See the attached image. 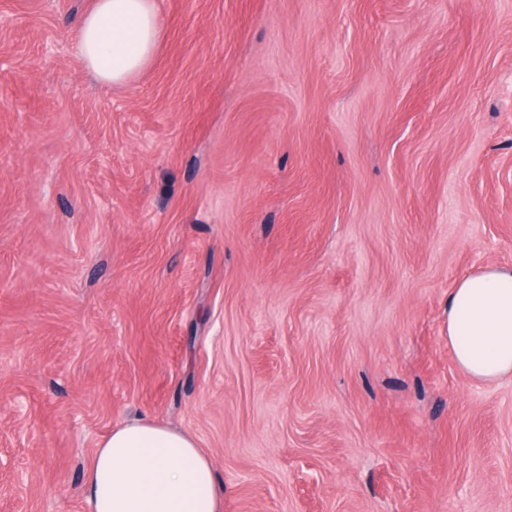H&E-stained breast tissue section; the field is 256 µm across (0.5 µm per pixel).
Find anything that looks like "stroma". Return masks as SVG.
Wrapping results in <instances>:
<instances>
[{
  "label": "stroma",
  "instance_id": "35a3bbf8",
  "mask_svg": "<svg viewBox=\"0 0 512 512\" xmlns=\"http://www.w3.org/2000/svg\"><path fill=\"white\" fill-rule=\"evenodd\" d=\"M88 4L0 0V512H89L138 417L223 512H512L445 319L512 266V0H157L116 86Z\"/></svg>",
  "mask_w": 512,
  "mask_h": 512
}]
</instances>
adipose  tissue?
I'll list each match as a JSON object with an SVG mask.
<instances>
[{"instance_id": "adipose-tissue-1", "label": "adipose tissue", "mask_w": 512, "mask_h": 512, "mask_svg": "<svg viewBox=\"0 0 512 512\" xmlns=\"http://www.w3.org/2000/svg\"><path fill=\"white\" fill-rule=\"evenodd\" d=\"M154 0H91L76 27L79 57L100 82L123 84L156 54ZM448 345L472 379L512 377V267L462 278L448 293ZM91 512H222L210 459L188 434L150 419L115 426L85 473Z\"/></svg>"}]
</instances>
